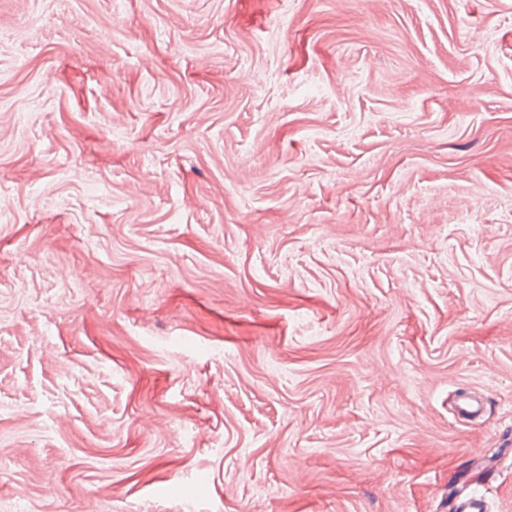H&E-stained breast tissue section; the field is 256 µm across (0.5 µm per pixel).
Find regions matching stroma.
I'll list each match as a JSON object with an SVG mask.
<instances>
[{
  "instance_id": "stroma-1",
  "label": "stroma",
  "mask_w": 512,
  "mask_h": 512,
  "mask_svg": "<svg viewBox=\"0 0 512 512\" xmlns=\"http://www.w3.org/2000/svg\"><path fill=\"white\" fill-rule=\"evenodd\" d=\"M463 483L512 512V0H0V512Z\"/></svg>"
}]
</instances>
